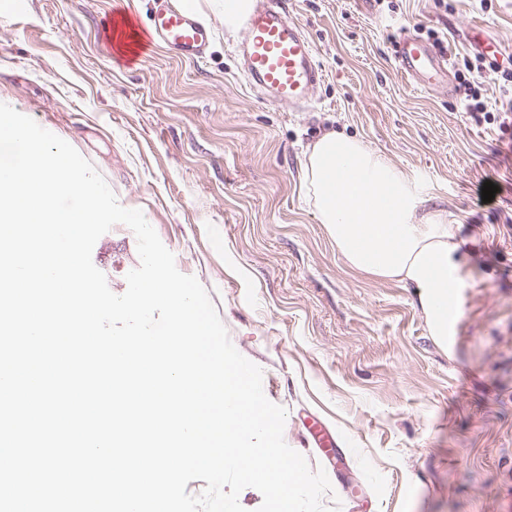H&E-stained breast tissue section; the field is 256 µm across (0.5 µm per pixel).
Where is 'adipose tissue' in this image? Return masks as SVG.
<instances>
[{
    "mask_svg": "<svg viewBox=\"0 0 512 512\" xmlns=\"http://www.w3.org/2000/svg\"><path fill=\"white\" fill-rule=\"evenodd\" d=\"M302 181L347 266L414 288L429 335L448 349L466 283L447 211L427 208L424 189L403 170L337 131L307 146Z\"/></svg>",
    "mask_w": 512,
    "mask_h": 512,
    "instance_id": "adipose-tissue-1",
    "label": "adipose tissue"
}]
</instances>
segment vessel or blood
Segmentation results:
<instances>
[{
    "label": "vessel or blood",
    "mask_w": 512,
    "mask_h": 512,
    "mask_svg": "<svg viewBox=\"0 0 512 512\" xmlns=\"http://www.w3.org/2000/svg\"><path fill=\"white\" fill-rule=\"evenodd\" d=\"M241 25L236 54L249 88L271 104L306 110L324 74L312 42L288 17V0H256ZM112 32L139 53L161 43L178 58L190 61L204 58L212 39L210 27L173 0H165L154 11L147 28L116 18ZM396 59L398 71L420 90L447 87L448 55L417 34L408 31L400 36Z\"/></svg>",
    "instance_id": "b4317fda"
}]
</instances>
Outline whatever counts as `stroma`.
I'll return each instance as SVG.
<instances>
[{
	"mask_svg": "<svg viewBox=\"0 0 512 512\" xmlns=\"http://www.w3.org/2000/svg\"><path fill=\"white\" fill-rule=\"evenodd\" d=\"M0 0V103L71 144L141 210L209 293L234 347L283 406L286 444L341 512H512V147L463 112L458 80L423 92L396 68L403 31L469 54L482 24L512 54V0H288L325 70L303 112L260 99L239 34L207 15L203 59L118 60L108 22L148 26L156 0ZM336 130L428 185L462 240L456 341L427 332L413 288L347 267L304 201L308 144ZM498 190L483 202L484 182ZM94 265L117 295L140 264L114 225ZM335 439L325 455L308 433Z\"/></svg>",
	"mask_w": 512,
	"mask_h": 512,
	"instance_id": "1",
	"label": "stroma"
}]
</instances>
